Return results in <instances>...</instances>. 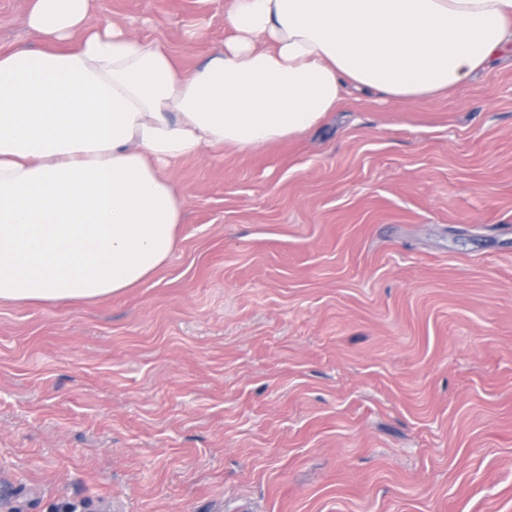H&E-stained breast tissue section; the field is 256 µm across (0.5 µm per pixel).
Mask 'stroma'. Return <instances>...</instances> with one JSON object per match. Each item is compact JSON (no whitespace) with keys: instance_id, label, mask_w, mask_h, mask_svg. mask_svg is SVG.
I'll use <instances>...</instances> for the list:
<instances>
[{"instance_id":"35a3bbf8","label":"stroma","mask_w":512,"mask_h":512,"mask_svg":"<svg viewBox=\"0 0 512 512\" xmlns=\"http://www.w3.org/2000/svg\"><path fill=\"white\" fill-rule=\"evenodd\" d=\"M225 0H95L187 70ZM30 0H0V49ZM171 257L0 303V512H512V59L187 158Z\"/></svg>"}]
</instances>
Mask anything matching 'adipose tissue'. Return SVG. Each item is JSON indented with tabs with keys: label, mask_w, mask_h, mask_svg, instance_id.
I'll list each match as a JSON object with an SVG mask.
<instances>
[{
	"label": "adipose tissue",
	"mask_w": 512,
	"mask_h": 512,
	"mask_svg": "<svg viewBox=\"0 0 512 512\" xmlns=\"http://www.w3.org/2000/svg\"><path fill=\"white\" fill-rule=\"evenodd\" d=\"M93 0H32L0 53V302L115 296L176 247L179 161L305 133L347 89L413 99L512 52V0H228L231 34L183 71Z\"/></svg>",
	"instance_id": "obj_1"
}]
</instances>
